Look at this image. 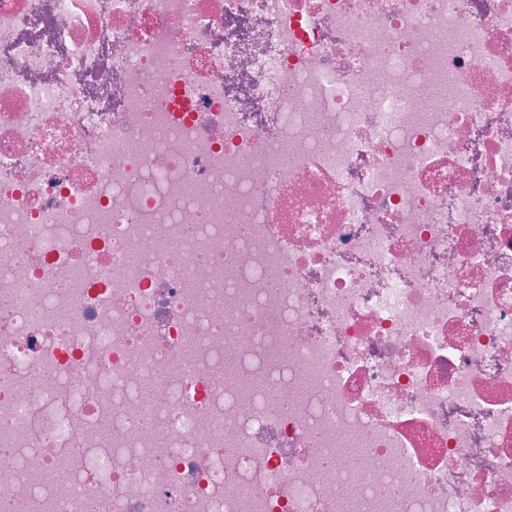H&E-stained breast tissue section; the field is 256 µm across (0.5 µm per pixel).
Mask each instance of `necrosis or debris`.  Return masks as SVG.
Instances as JSON below:
<instances>
[{"mask_svg":"<svg viewBox=\"0 0 512 512\" xmlns=\"http://www.w3.org/2000/svg\"><path fill=\"white\" fill-rule=\"evenodd\" d=\"M512 512V0H0V512Z\"/></svg>","mask_w":512,"mask_h":512,"instance_id":"necrosis-or-debris-1","label":"necrosis or debris"}]
</instances>
